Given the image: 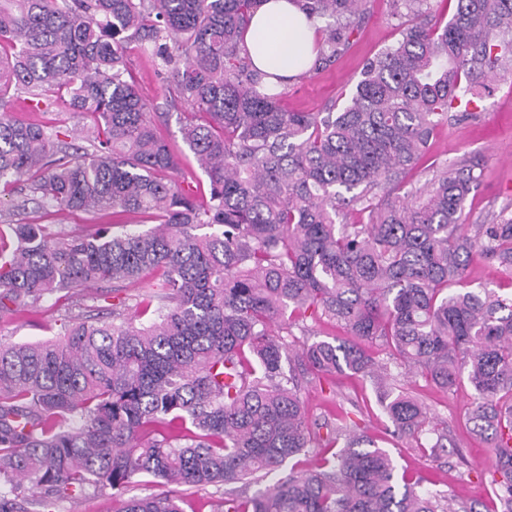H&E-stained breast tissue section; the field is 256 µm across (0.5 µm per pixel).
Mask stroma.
Returning <instances> with one entry per match:
<instances>
[{
	"label": "stroma",
	"instance_id": "35a3bbf8",
	"mask_svg": "<svg viewBox=\"0 0 512 512\" xmlns=\"http://www.w3.org/2000/svg\"><path fill=\"white\" fill-rule=\"evenodd\" d=\"M409 19L407 10L394 8L391 0H367L364 22L336 61L315 78L289 83L285 98L288 109L321 112L332 104L340 108L346 106L365 60L396 44ZM129 65L141 95L156 113V125L177 155L179 177L190 182L197 196L208 195L209 182L179 132V116L190 111V104L169 91L157 61L148 53L131 49ZM13 111L18 117L59 129L70 144L81 147L86 144L83 131L90 126V118L70 112L60 101H44L36 111L31 110L29 102L20 101L15 103ZM472 155L482 157L484 164L479 184L465 203L463 219L468 224H484L493 213L512 206V78L490 82L473 118L450 120L436 129L411 183L421 186L453 162ZM20 201L25 204L21 210L16 207ZM0 214L15 220L48 224L70 235H83L93 231L95 225L112 221L108 211L91 217L43 208L20 190L12 192ZM112 303V288L106 284L74 288L64 298L45 296L36 309L19 313L12 321L0 324V341L58 338L73 318L81 314L108 315ZM413 390L425 401L431 415L447 419L450 425L451 447L440 456H433L430 448L421 447L413 440L393 436V426L379 406L372 387L361 385L349 374L308 379L301 398L306 415L312 421L343 409L350 411L355 420L366 426L368 434L390 451L398 475L412 480L423 478L426 488L463 500L481 501L488 512H494L496 499L490 484L485 446L465 425L473 393L471 386L464 382L445 392L420 381Z\"/></svg>",
	"mask_w": 512,
	"mask_h": 512
}]
</instances>
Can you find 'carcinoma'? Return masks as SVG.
Here are the masks:
<instances>
[{"instance_id": "1", "label": "carcinoma", "mask_w": 512, "mask_h": 512, "mask_svg": "<svg viewBox=\"0 0 512 512\" xmlns=\"http://www.w3.org/2000/svg\"><path fill=\"white\" fill-rule=\"evenodd\" d=\"M261 2L0 3V189L23 181L44 207L152 224L69 236L1 223L0 323L73 287L160 288L140 303L145 324L120 298L59 340L0 343V512L107 489L115 512H184L177 494L125 497L140 477L222 488L224 512H481L420 477L399 481L349 412L309 423L301 381L347 369L373 385L396 435L444 450L448 422L398 384L402 367L444 391L468 381L466 421L512 512V295L467 282L476 254L512 270V209L463 223L477 156L405 189L436 126L473 116L488 79L512 74V0H456L446 22L415 10L340 112L292 111L266 85L243 39ZM295 2L322 23L300 75L312 78L347 47L366 0ZM132 43L192 106L180 132L209 181L205 203L171 177L174 155L128 71ZM20 93L92 114L90 148L71 153L60 132L4 117ZM350 209L363 218L346 221ZM302 316L345 336L296 346ZM308 448L335 452L239 493Z\"/></svg>"}]
</instances>
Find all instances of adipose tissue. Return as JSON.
Returning a JSON list of instances; mask_svg holds the SVG:
<instances>
[{
    "instance_id": "ef3b65f1",
    "label": "adipose tissue",
    "mask_w": 512,
    "mask_h": 512,
    "mask_svg": "<svg viewBox=\"0 0 512 512\" xmlns=\"http://www.w3.org/2000/svg\"><path fill=\"white\" fill-rule=\"evenodd\" d=\"M315 40V26L293 0H263L245 34L254 65L285 78L303 72Z\"/></svg>"
}]
</instances>
